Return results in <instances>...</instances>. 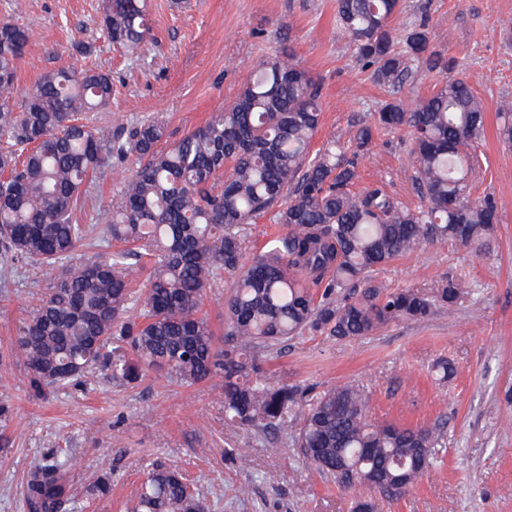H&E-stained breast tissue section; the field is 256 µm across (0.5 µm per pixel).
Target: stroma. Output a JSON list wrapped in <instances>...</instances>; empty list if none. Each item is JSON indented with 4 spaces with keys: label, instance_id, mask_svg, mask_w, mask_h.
I'll return each instance as SVG.
<instances>
[{
    "label": "stroma",
    "instance_id": "1",
    "mask_svg": "<svg viewBox=\"0 0 512 512\" xmlns=\"http://www.w3.org/2000/svg\"><path fill=\"white\" fill-rule=\"evenodd\" d=\"M99 4L25 0L19 21L31 40L16 84L29 89L44 71L64 66L110 71L112 104L96 120L116 130L158 117L171 139H180L229 104L260 61L283 51L319 78L326 135L346 134L391 98L412 104L439 81L417 67L399 89L376 84L336 29V0H152L150 38L134 55L102 36ZM424 14L432 44L457 59L485 108L473 193H494L501 204L493 242L478 256L437 241L375 274L392 290L427 292L458 280L463 290L453 308L363 338L308 330L256 356L272 386L319 392L358 383L372 396L375 421L440 428L436 466L393 500L347 490L332 476L312 478L294 428L226 425L217 376L189 388L155 375L127 384L100 367L79 386L34 396L7 348L26 309L44 298L47 281L41 269L0 253V402L11 408L0 423V512H26L27 471L61 448L80 493L102 459L112 464L111 494L68 512H124L156 465L181 469L210 512H351L357 497L377 498L379 512H512V148L496 136L498 108L512 100V0H403L392 26L403 30ZM358 172L355 190L381 183L404 205H419L407 132L376 130ZM120 190L108 173L89 182L81 223L106 227ZM442 359L455 368L445 380L433 369Z\"/></svg>",
    "mask_w": 512,
    "mask_h": 512
}]
</instances>
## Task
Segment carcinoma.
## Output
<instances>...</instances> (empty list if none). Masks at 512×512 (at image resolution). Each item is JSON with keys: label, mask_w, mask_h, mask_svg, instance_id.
Listing matches in <instances>:
<instances>
[{"label": "carcinoma", "mask_w": 512, "mask_h": 512, "mask_svg": "<svg viewBox=\"0 0 512 512\" xmlns=\"http://www.w3.org/2000/svg\"><path fill=\"white\" fill-rule=\"evenodd\" d=\"M149 9V0H101L99 28L133 52L150 32ZM401 9L402 0H336V26L378 83L395 88L415 65L442 79L414 108L387 101L348 140L333 134L314 153L321 84L287 54L264 60L224 109L170 142L160 119L118 134L95 124V113L112 101V75L103 69L46 71L16 100V65L30 34L0 20V251L50 275L45 298L8 349L36 394L77 382L98 365L128 384L149 370L187 387L220 374L225 421L264 431L298 417L294 444L313 474L393 499L433 467L435 431L373 423L370 396L358 385L314 396L270 387L254 355L260 344L307 329L360 338L424 318L438 305L451 308L461 293L457 280L428 295L377 285L372 274L438 240L478 253L490 248L499 201L472 197L479 159L471 149L484 134L483 103L456 72L455 58L431 44L427 17L394 32ZM376 128L409 133L418 207L403 206L382 186L351 190ZM496 134L512 146L511 101L499 107ZM129 159L137 168L107 228L120 248L71 262L89 244L90 229L78 219L86 181L108 170L124 174ZM267 214L286 233L248 256L249 226ZM146 262L141 307L128 319ZM225 273L236 275L224 302L235 345L222 351L203 307ZM67 464L56 459L29 470L27 512H63L71 500ZM111 491L112 469L104 467L87 493ZM125 509L209 512L176 467L149 470Z\"/></svg>", "instance_id": "carcinoma-1"}]
</instances>
